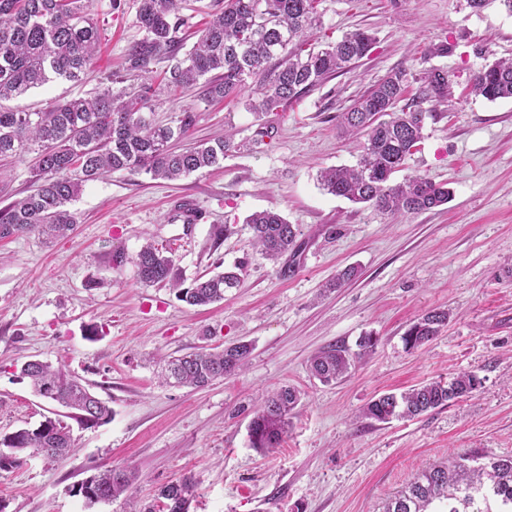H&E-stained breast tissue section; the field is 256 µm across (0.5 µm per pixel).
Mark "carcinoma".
Wrapping results in <instances>:
<instances>
[{
    "instance_id": "cac0c4a2",
    "label": "carcinoma",
    "mask_w": 512,
    "mask_h": 512,
    "mask_svg": "<svg viewBox=\"0 0 512 512\" xmlns=\"http://www.w3.org/2000/svg\"><path fill=\"white\" fill-rule=\"evenodd\" d=\"M182 2L139 0L141 37L125 50L126 71L146 77L153 65L171 61L167 87L185 92L201 83L207 101L244 98L246 108L256 114L272 112L310 92L365 57L375 42L372 34L356 30L312 48V37L321 26L319 0H216L211 19L181 55ZM100 39L98 21L85 13L84 0H0V102L54 79L85 81ZM252 78L253 85L248 83ZM421 81V102L448 100L447 71L430 67L422 72ZM405 82L406 73L395 71L336 116L338 126L363 136L364 143L354 166L320 173L329 194L369 204L387 216L418 214L448 204L451 191L444 184L420 174H409L400 182L393 179L423 140L430 114L420 105L399 106ZM472 91L489 101L512 98V60H495L474 73ZM156 97L153 84L145 82L134 92L104 86L89 97L58 101L37 112L0 105V157L36 154L35 188L0 209V239L32 232L48 239L67 236L74 226L67 204L79 197L85 183L107 173L138 170L153 179L175 180L220 165L234 148L231 139L172 148L173 142L189 137L193 114L184 111L169 124H156L149 117ZM246 223L253 248L268 261L277 262L295 246L297 227L278 213L257 212ZM131 262L142 284L168 285L180 301L194 307L224 301V294L241 281L240 273L222 271L200 276L186 287L174 259L149 243ZM447 323L448 311H427L404 333L406 347L427 344ZM251 351L246 342L222 349L202 347L169 361L162 379L205 386L244 368ZM351 361L345 347L334 345L311 358L310 372L323 383L336 382L348 374ZM21 375L31 380L38 395L71 409V418L83 426L97 425L111 415L61 367L32 360L22 366ZM480 385L472 372L426 381L398 395L379 396L368 403L364 415L382 423L415 418ZM300 402V392L293 386L268 394L249 426L251 447L266 451L279 445ZM27 448L64 460L74 442L68 427L52 419L33 429H19L0 438V470L19 466L18 452ZM134 481L131 470L104 469L77 486L76 493L90 504L102 497L110 502ZM194 489L192 478L184 476L162 487L158 498L167 512H189ZM384 512H512V456L476 448L427 467L389 499Z\"/></svg>"
}]
</instances>
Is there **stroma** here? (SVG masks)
Wrapping results in <instances>:
<instances>
[{"label":"stroma","instance_id":"obj_1","mask_svg":"<svg viewBox=\"0 0 512 512\" xmlns=\"http://www.w3.org/2000/svg\"><path fill=\"white\" fill-rule=\"evenodd\" d=\"M316 44L364 28L375 43L347 71L263 116L244 103L210 104L198 92L163 93L153 117L194 115L192 140L232 132L221 168L176 181L138 171L110 173L84 187L70 210L68 238L36 233L0 240V436L65 419L66 408L36 396L20 374L38 359L63 367L111 409L86 427L70 422L75 448L64 460L26 451L0 471L4 512H129L160 502V487L192 477L189 512H384L388 497L422 469L471 448L512 455V99L470 94L489 58H512V14L498 0L473 12L465 0H321ZM104 30L92 73L29 91L27 111L94 92L123 71L138 38L137 0H90ZM451 52L428 56L435 44ZM487 46L488 55L478 54ZM447 71L452 103L426 120L407 170L448 184L451 201L411 215L386 216L324 192L321 169L354 165L360 141L336 116L397 70ZM268 136L256 141L258 126ZM32 155L0 158V208L31 188ZM193 200L200 221L176 208ZM272 211L298 228L295 254L279 263L251 246L248 216ZM234 234L218 240L216 228ZM171 253L184 282L246 261L240 287L223 302L195 308L172 289L139 283L131 261L145 243ZM123 262H113L116 252ZM354 279L330 290L338 270ZM448 310L434 340L406 349L402 336L427 310ZM100 337H86L89 325ZM377 338L361 354L362 336ZM251 344L248 366L201 388L160 383L162 365L202 347ZM342 344L356 354L350 374L325 385L309 360ZM460 372L482 384L448 406L387 423L363 417L384 393ZM292 385L302 402L281 444L251 448L249 422L271 390ZM138 474L131 497L87 504L76 487L97 470Z\"/></svg>","mask_w":512,"mask_h":512}]
</instances>
